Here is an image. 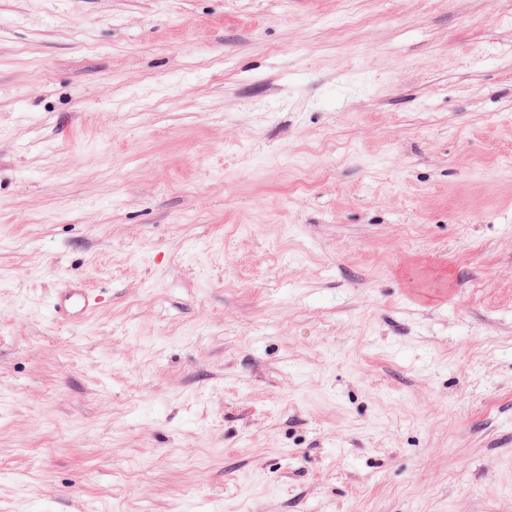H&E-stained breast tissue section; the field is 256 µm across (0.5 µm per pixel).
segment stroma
Here are the masks:
<instances>
[{
  "label": "stroma",
  "instance_id": "obj_1",
  "mask_svg": "<svg viewBox=\"0 0 512 512\" xmlns=\"http://www.w3.org/2000/svg\"><path fill=\"white\" fill-rule=\"evenodd\" d=\"M0 512H512V0H0ZM99 306L94 291L82 282H76L57 292L51 301L52 314L58 319L74 321L89 318Z\"/></svg>",
  "mask_w": 512,
  "mask_h": 512
}]
</instances>
